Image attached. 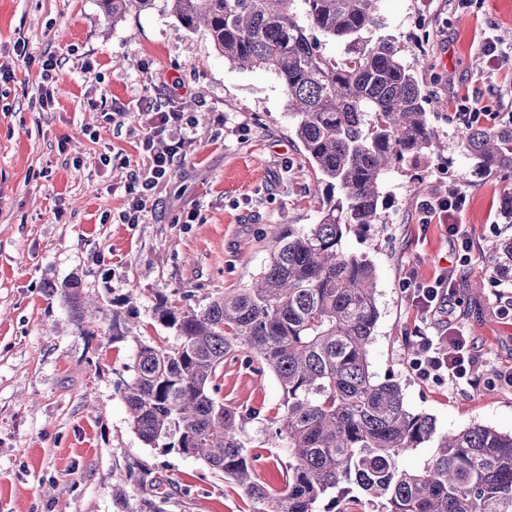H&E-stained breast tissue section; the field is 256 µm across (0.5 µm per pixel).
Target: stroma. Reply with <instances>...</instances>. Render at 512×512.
<instances>
[{"label":"stroma","instance_id":"1","mask_svg":"<svg viewBox=\"0 0 512 512\" xmlns=\"http://www.w3.org/2000/svg\"><path fill=\"white\" fill-rule=\"evenodd\" d=\"M381 35L405 47L428 98L442 147L389 176L392 222L352 226V253L376 268L379 318L369 348L377 378L402 388L409 411L432 416L438 432L479 423L512 432V287L488 280L481 254L500 231L512 176H479L461 151L455 103L468 98L488 124L512 119V0H382ZM503 55L489 66L487 35ZM54 59L50 79L41 64ZM0 512H121L142 495L129 478L146 468L162 512H248L244 491L204 461L146 445L122 394L139 343L178 345L154 319L159 297L204 308L251 284L266 261L272 227L317 223L327 189H316L292 131L281 85L266 72L225 62L207 31L185 29L169 11L108 18L100 0H0ZM53 100L42 105L43 92ZM170 97L191 116L189 159L155 194L142 223L124 224L131 175L146 162L145 132L118 124L112 100ZM456 186L467 197L458 222L468 264L438 224L418 221V201ZM454 270V313L481 348L477 386L418 378L411 360L426 320L402 288ZM78 278L100 308L80 334L51 286ZM218 397L257 410L243 425L261 482L283 485L288 452L266 440L283 395L270 373L225 361Z\"/></svg>","mask_w":512,"mask_h":512}]
</instances>
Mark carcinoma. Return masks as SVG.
<instances>
[{"instance_id":"carcinoma-1","label":"carcinoma","mask_w":512,"mask_h":512,"mask_svg":"<svg viewBox=\"0 0 512 512\" xmlns=\"http://www.w3.org/2000/svg\"><path fill=\"white\" fill-rule=\"evenodd\" d=\"M163 2L188 30L204 26L224 60L271 73L317 181L332 192L309 228L267 236L266 262L248 288L200 310L159 300L155 319L180 344L138 346L123 399L133 429L156 446L173 440L241 487L251 512H317L330 493L357 490L371 512H512V432L473 424L437 434L410 412L401 386L370 370L379 318L374 264L345 250L347 229L383 223L386 175L439 149L414 67L381 26V0H101L116 21ZM344 45L339 58L327 42ZM462 152L485 175L512 174V122L470 125ZM489 279L512 284V233L483 252ZM76 280L58 297L77 329L97 322ZM259 364L282 390L272 447L285 440L283 487L259 479L242 436L244 414L216 398L227 359ZM435 442L416 468L403 457Z\"/></svg>"}]
</instances>
